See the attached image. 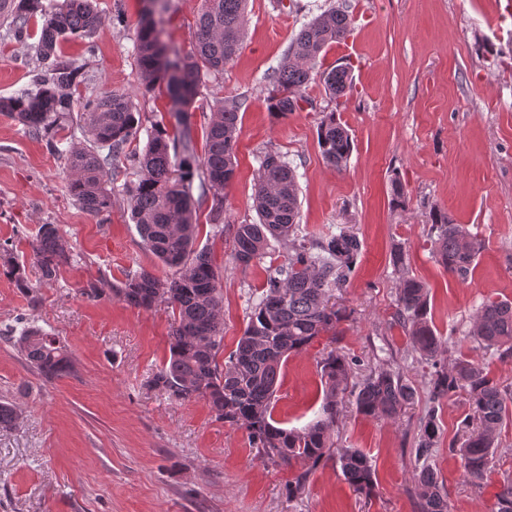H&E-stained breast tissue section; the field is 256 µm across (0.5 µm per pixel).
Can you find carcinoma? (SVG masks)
Masks as SVG:
<instances>
[{
  "mask_svg": "<svg viewBox=\"0 0 512 512\" xmlns=\"http://www.w3.org/2000/svg\"><path fill=\"white\" fill-rule=\"evenodd\" d=\"M151 2L142 7L137 21L135 72L142 96L166 90L172 102L170 122L150 119L123 93L75 97L82 67L62 59L58 48L62 40L83 37L98 28L94 0H63L54 12L47 11L43 0H0V17L9 20L15 36L26 32L30 20L43 17L37 52L48 64L35 75L33 87L0 97V112L40 138L50 154L64 158L68 196L87 214H110L116 195H121L145 249L173 270L160 277L142 269L121 281L100 279L81 289V295L91 300L108 297L144 310L164 303L171 309L169 358L151 375L149 388L177 400L205 399L215 420L246 431L255 456L265 464L297 467L288 482L290 497L305 488L313 470L327 458L336 459L350 486L368 496L374 482L369 456L359 448L335 447L332 434L347 393L362 415L399 417L416 394L402 374L372 371L352 385L355 359L332 348L317 364L322 402L316 419L302 428L288 429L278 426L273 417L277 382L288 357L317 337L336 333L346 318V309L334 299L356 269L362 242L347 226L318 237L301 233L296 169L280 152H264L253 182L257 221L233 226V260L246 269L264 257L273 241L286 244L288 252L284 263L268 270L242 336L234 349L224 353L222 274L210 250L196 246L201 225L195 203H209V236L223 238L224 201L236 177L243 103L215 101L210 113H202L198 129L188 121L185 109L242 48L247 0H203L195 45L187 54L159 38L158 25L172 0ZM352 24L347 10L333 6L301 27L271 76L267 95L271 112L286 118L311 104L302 90L317 75L333 100L353 91L350 65L319 70L321 54L330 44L346 39ZM160 47L171 54L165 67L153 62ZM75 111L82 135L78 143L73 134L58 136L60 126ZM142 132L146 134L143 149L127 151ZM317 144L327 165L338 170L346 166L353 140L333 109L318 124ZM123 158L136 169L137 179L124 182L117 192L112 183ZM429 236L436 261L452 276L466 280L482 252V242L440 209L429 214ZM30 247L46 282L58 279L63 269L81 260L56 224L40 225ZM392 262L400 272L395 322L408 336L412 351L431 367L429 393L434 406L415 434L416 459L421 462L418 512H450L431 463L440 438L437 404L457 393L466 395L471 415L461 423L462 442L450 443L449 450L459 455L465 480L478 485L493 467L501 429L512 422V389L494 383L480 364L463 360L446 364L445 342L430 316L426 285L402 273V251L393 254ZM0 266L13 276L17 287L32 290L25 267L6 241L0 243ZM468 336L499 359H511L512 304L498 300L483 304ZM0 337L48 380L71 372L67 347L31 321Z\"/></svg>",
  "mask_w": 512,
  "mask_h": 512,
  "instance_id": "cac0c4a2",
  "label": "carcinoma"
}]
</instances>
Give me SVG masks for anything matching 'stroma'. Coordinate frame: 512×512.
<instances>
[{
    "mask_svg": "<svg viewBox=\"0 0 512 512\" xmlns=\"http://www.w3.org/2000/svg\"><path fill=\"white\" fill-rule=\"evenodd\" d=\"M337 0H249L245 38L205 100L242 101L237 175L227 191L224 221L254 222L252 179L266 148L298 168L300 228L318 234L348 226L362 242L356 271L341 292L349 316L335 335H322L286 362L274 416L300 428L317 415V362L336 346L356 360L354 379L373 370L405 375L416 389L397 419L357 413L347 405L334 433L339 448H360L375 467L374 490L363 496L335 459L323 460L305 489L289 496L291 469L258 459L243 429L215 420L205 400L178 401L147 388L169 356L166 306L143 310L81 290L107 277L168 270L141 243L125 206L107 218L82 211L65 191L64 159L18 122L0 114V242L12 241L32 285L17 288L0 271V330L19 318L59 336L74 362L72 374L48 380L13 345L0 340V402L19 419L0 428V512H416L420 464L414 431L429 405V369L412 354L394 321L395 248L411 275L430 288V312L448 347L447 360L482 363L498 384L512 388V359L499 360L468 335L487 300L512 301V15L506 0H346L353 31L333 45L324 63H350L354 90L339 115L354 145L346 168L327 166L316 128L330 107L322 81L303 91L313 108L276 118L266 96L271 75L300 28ZM141 0H97L98 29L60 46L83 67L81 96L104 91L131 96L145 111L135 77L134 44ZM201 0H173L164 40L180 52L193 46ZM41 19L17 38L0 22V96L30 85L42 62L35 45ZM400 179L410 201L392 205ZM448 210L483 243L467 280L435 260L427 236L431 207ZM42 224L58 225L81 259L56 281L44 282L28 240ZM222 273L224 345L234 348L269 266L284 261L273 246L246 269L235 266L231 236L200 235ZM469 412L463 396L443 400L441 438L433 450L451 512H497V495L512 480V426L504 427L494 468L477 486L466 482L448 450Z\"/></svg>",
    "mask_w": 512,
    "mask_h": 512,
    "instance_id": "obj_1",
    "label": "stroma"
}]
</instances>
